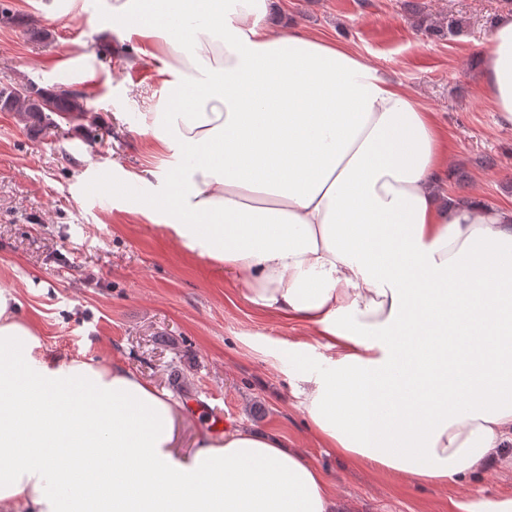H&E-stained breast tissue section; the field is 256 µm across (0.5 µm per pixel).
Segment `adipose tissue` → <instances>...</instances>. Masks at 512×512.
Returning <instances> with one entry per match:
<instances>
[{"label":"adipose tissue","instance_id":"adipose-tissue-1","mask_svg":"<svg viewBox=\"0 0 512 512\" xmlns=\"http://www.w3.org/2000/svg\"><path fill=\"white\" fill-rule=\"evenodd\" d=\"M268 0H114L173 102L151 113L161 189L133 210L314 330L289 371L315 434L352 463L448 486L512 447V209L436 203L432 112L361 54L266 22ZM512 130V16L476 56ZM0 289V512H334L273 433L173 448L183 406L130 371L62 357Z\"/></svg>","mask_w":512,"mask_h":512}]
</instances>
